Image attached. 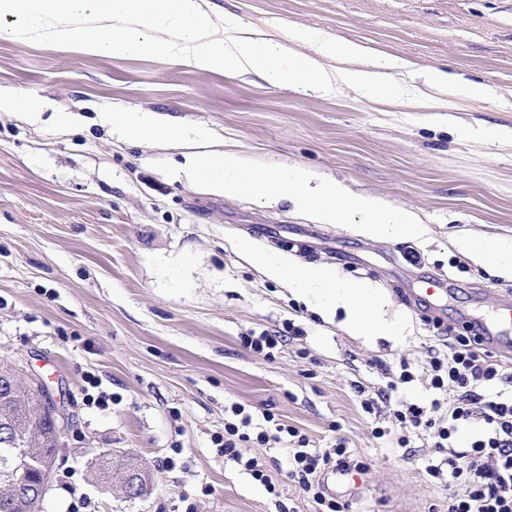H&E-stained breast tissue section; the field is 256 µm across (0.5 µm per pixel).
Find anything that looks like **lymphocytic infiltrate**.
Here are the masks:
<instances>
[{
  "mask_svg": "<svg viewBox=\"0 0 512 512\" xmlns=\"http://www.w3.org/2000/svg\"><path fill=\"white\" fill-rule=\"evenodd\" d=\"M425 370L431 387L448 392V400L398 402L395 428L374 427L375 437L398 448L431 439L439 458L427 466V475L442 485L453 481L461 486L449 495L447 512H512V392L497 389L512 383V372L471 336L457 337L446 354L430 358ZM230 411L232 417L214 443L226 460L242 466L277 500L278 512H288L279 501L281 492L268 477L264 460L244 456L245 444L287 443L288 480L299 495L313 503L315 512H348V502L328 494L320 481L328 469L365 472V464L352 458L344 443L320 450L310 447L296 427L275 422L273 414H264L257 423L242 405H232ZM467 425L471 433L461 436Z\"/></svg>",
  "mask_w": 512,
  "mask_h": 512,
  "instance_id": "lymphocytic-infiltrate-1",
  "label": "lymphocytic infiltrate"
}]
</instances>
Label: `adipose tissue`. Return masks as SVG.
Returning a JSON list of instances; mask_svg holds the SVG:
<instances>
[{
    "label": "adipose tissue",
    "instance_id": "1",
    "mask_svg": "<svg viewBox=\"0 0 512 512\" xmlns=\"http://www.w3.org/2000/svg\"><path fill=\"white\" fill-rule=\"evenodd\" d=\"M0 13L19 18L14 37L29 33L67 51L130 55L151 49L200 69L256 74L273 86L326 90L341 84L366 95L389 98L408 61L382 57L362 44H325L314 54L298 52L291 40L256 37L236 21L213 12L206 0H0ZM190 172L225 196L246 194L260 203L287 200L321 224L357 218L373 238H408L419 232L412 211L355 199L339 183L301 166L257 167L236 152L189 154ZM253 261L284 281L296 296L325 313L344 309L350 330L376 335L386 299L369 282L355 283L324 265H293L278 253L256 251Z\"/></svg>",
    "mask_w": 512,
    "mask_h": 512
}]
</instances>
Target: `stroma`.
<instances>
[{
    "label": "stroma",
    "mask_w": 512,
    "mask_h": 512,
    "mask_svg": "<svg viewBox=\"0 0 512 512\" xmlns=\"http://www.w3.org/2000/svg\"><path fill=\"white\" fill-rule=\"evenodd\" d=\"M272 39L309 30L411 60L420 72L397 102L340 87L271 86L251 75L145 51L95 56L0 36V86L53 107L40 121L0 112V363L62 387L69 423L43 512H275L264 487L218 454L224 409L268 410L313 448L343 439L365 473L327 471L328 493L350 512H429L449 490L425 468L433 449L390 448L383 421L364 413L355 384L386 380L378 363L407 359L418 376L397 398H436L421 369L462 332L467 316L512 300V276L471 255L472 239L512 238V0H208ZM441 69L489 85L491 96H442L444 113L416 103L424 73ZM153 112L211 149L259 165H300L355 196L413 210L412 240L365 236L354 220L319 224L292 202L227 197L188 176L170 137L128 141L103 115ZM300 263L325 264L386 296L395 336L351 332L296 300L242 253L240 241ZM440 280L443 312L417 288ZM294 322L302 336L274 358L244 335ZM95 375L107 406L90 403ZM138 458L146 492L105 489V452ZM245 455L296 512H313L287 479L282 445ZM174 457V469L162 466ZM72 479H65V471ZM73 491H66L65 482Z\"/></svg>",
    "instance_id": "35a3bbf8"
}]
</instances>
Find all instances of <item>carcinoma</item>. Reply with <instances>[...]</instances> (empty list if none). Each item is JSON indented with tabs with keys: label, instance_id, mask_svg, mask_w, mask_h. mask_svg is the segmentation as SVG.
I'll list each match as a JSON object with an SVG mask.
<instances>
[{
	"label": "carcinoma",
	"instance_id": "carcinoma-1",
	"mask_svg": "<svg viewBox=\"0 0 512 512\" xmlns=\"http://www.w3.org/2000/svg\"><path fill=\"white\" fill-rule=\"evenodd\" d=\"M10 377H15L13 370L0 366V512H25L42 487L39 471L19 467L21 454L30 457L40 448L58 447L59 432L51 421L47 396L26 387L4 389ZM118 471L126 481L146 486V471L137 459L117 460L110 454L102 456L96 479L110 488Z\"/></svg>",
	"mask_w": 512,
	"mask_h": 512
}]
</instances>
